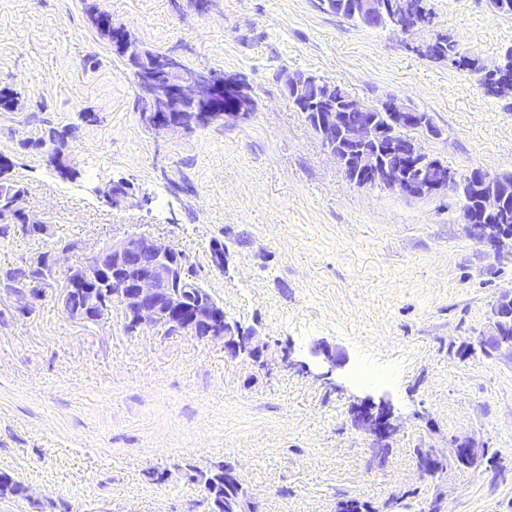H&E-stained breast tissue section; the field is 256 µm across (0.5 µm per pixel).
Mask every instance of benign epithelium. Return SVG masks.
Here are the masks:
<instances>
[{
  "label": "benign epithelium",
  "instance_id": "obj_1",
  "mask_svg": "<svg viewBox=\"0 0 512 512\" xmlns=\"http://www.w3.org/2000/svg\"><path fill=\"white\" fill-rule=\"evenodd\" d=\"M329 9L349 13L363 21L371 19L383 28L406 37L417 29L420 3L417 0H327ZM142 92L143 112L152 118L150 127L157 132L174 129L188 130L199 125L217 112L220 99L234 95L236 106L224 113L226 120H238L251 101L237 81L226 76L220 80L208 70L188 71L181 61L167 54L152 53L151 65L135 73ZM389 112L393 125L411 130L425 123L417 111L397 98L381 102ZM318 133L324 146L334 151L341 144L355 146L347 157L345 170L360 187L383 186L408 199H426L451 193L456 197L476 198L482 215L494 213L504 207L498 192L492 188V177L482 171L463 177L448 171V178L435 180L410 177L413 171L444 166L439 158L429 154L420 139L399 140L391 132L376 125L374 119L348 125L342 114L331 112L319 123ZM397 155L402 164L391 166L386 157ZM111 205L120 207L132 197L126 182H111L99 191ZM476 238L495 258L512 254V232L502 231L491 224H477ZM193 265L189 258L172 244L146 234H131L117 239L112 245L91 251L84 263L65 271L62 304L67 314L80 320H100L109 302L127 312L129 325L136 330L143 327H163L169 333H185L200 340L224 343V352L236 359L246 356L264 366L268 343L253 330H243L226 320L223 308L206 293L194 289L192 301L185 298L190 287ZM112 273V295L107 299L89 293L82 309L73 308L70 289L91 287L104 273ZM512 325V290H504L488 312V328L478 337L476 344L488 357L506 353L512 357V337L501 331ZM356 423L377 439L389 437L394 431L390 407L382 403L377 407L360 406L355 412ZM458 462L472 463L479 458L478 449L466 443L453 448ZM224 512H255V504L247 496L224 501Z\"/></svg>",
  "mask_w": 512,
  "mask_h": 512
}]
</instances>
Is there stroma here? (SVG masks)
<instances>
[{
    "mask_svg": "<svg viewBox=\"0 0 512 512\" xmlns=\"http://www.w3.org/2000/svg\"><path fill=\"white\" fill-rule=\"evenodd\" d=\"M145 47L242 78L254 112L156 133L132 70L81 0H0V154L44 235L0 224V278L40 254L64 266L124 235L174 245L228 321L269 343L268 366L219 342L131 332L113 308L71 318L62 277L0 286V470L32 501L0 512H207L189 469L234 466L257 512H512V357L464 352L512 289V258L488 255L457 199L360 188L283 91L313 72L371 103L397 97L433 115L425 150L459 174L512 172V98L419 53L450 36L480 65L512 48V15L488 0H429L408 37L323 11L318 0H95ZM62 132L76 179L36 147ZM125 180L112 207L99 188ZM72 244L61 254V244ZM224 247V266L211 262ZM345 362L330 368L315 348ZM388 402L376 441L354 411ZM485 455L463 467L455 443ZM443 467L420 472L418 455Z\"/></svg>",
    "mask_w": 512,
    "mask_h": 512,
    "instance_id": "obj_1",
    "label": "stroma"
}]
</instances>
